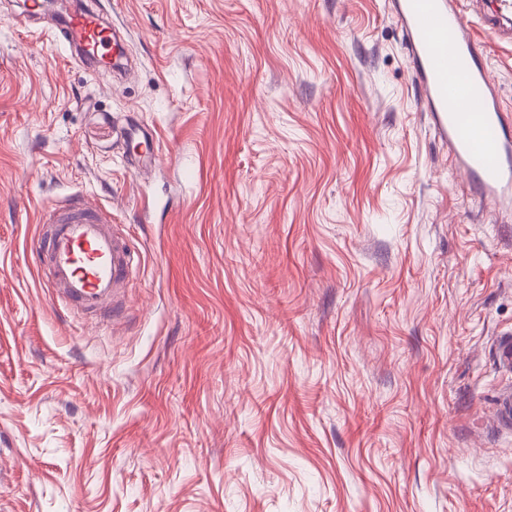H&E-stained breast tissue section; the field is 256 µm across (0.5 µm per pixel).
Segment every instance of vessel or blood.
Wrapping results in <instances>:
<instances>
[{
	"label": "vessel or blood",
	"instance_id": "1",
	"mask_svg": "<svg viewBox=\"0 0 512 512\" xmlns=\"http://www.w3.org/2000/svg\"><path fill=\"white\" fill-rule=\"evenodd\" d=\"M409 56L425 107L447 141L457 170L478 192L500 206L512 205V136L487 68L481 44L452 0H396ZM64 45L78 59L105 62L114 41L111 24L87 7L58 26ZM45 236L35 240L36 264L47 266L57 301L70 311L120 316L116 295L126 282L135 253L112 227L111 212L75 202L45 210Z\"/></svg>",
	"mask_w": 512,
	"mask_h": 512
}]
</instances>
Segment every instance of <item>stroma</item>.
I'll use <instances>...</instances> for the list:
<instances>
[{
  "mask_svg": "<svg viewBox=\"0 0 512 512\" xmlns=\"http://www.w3.org/2000/svg\"><path fill=\"white\" fill-rule=\"evenodd\" d=\"M101 3L126 72L0 0V512H512V208L452 167L394 0ZM73 198L141 258L111 327L29 251ZM126 135L128 137H131L132 139H138L140 140L136 146H145L144 153H136L138 157V169L145 170L150 165L151 159L153 157L152 152L150 151V145L153 139L152 133L143 126H136L132 125L131 127L127 128ZM135 146V147H136Z\"/></svg>",
  "mask_w": 512,
  "mask_h": 512,
  "instance_id": "1",
  "label": "stroma"
}]
</instances>
